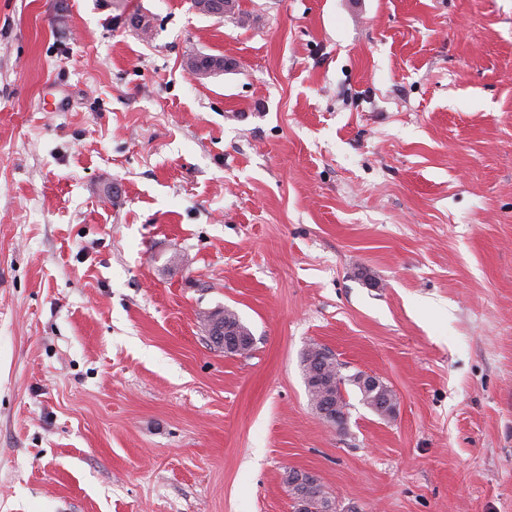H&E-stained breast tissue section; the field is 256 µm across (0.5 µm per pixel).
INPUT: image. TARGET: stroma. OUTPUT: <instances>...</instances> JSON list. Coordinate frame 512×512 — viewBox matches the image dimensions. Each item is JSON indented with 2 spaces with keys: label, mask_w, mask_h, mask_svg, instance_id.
<instances>
[{
  "label": "stroma",
  "mask_w": 512,
  "mask_h": 512,
  "mask_svg": "<svg viewBox=\"0 0 512 512\" xmlns=\"http://www.w3.org/2000/svg\"><path fill=\"white\" fill-rule=\"evenodd\" d=\"M238 4L0 0V512H512V0ZM214 316L219 320L218 323L223 324L221 327L230 332L238 333L244 338L245 342L239 347L233 349H224V344H216L213 339L212 343L220 349H224V354L228 356L243 355L251 351L253 347V337L248 327L241 321L240 317L232 310L224 308L222 310H216ZM318 352H324L326 354L327 361L323 365L320 381L317 384H312L310 382L312 367L311 358ZM328 354L329 353L325 350L313 346L309 347L301 357V364L306 387L308 384L310 385L312 398L317 403L326 396H329L336 406V413L329 414L326 411H322V414L327 415L330 420L334 421V424L336 422V414L342 418L348 405L345 397L342 394L343 388H345V385H351L357 389L361 397L360 401L363 405H365L374 414L383 419L390 418L389 416L384 415V413L380 412L378 409V405L385 402L387 398H393V392L390 386L375 376L372 379L371 385L362 388L359 383V378L360 376L365 375V373L356 372L352 375H343L341 372V364L338 363L336 358H334L332 355L329 356ZM293 473H297V471L293 470L288 473V476L286 478V483L288 484L289 492H290L291 498L294 502V505H293V508L295 509L294 512H302L300 510V508L298 507V504H302L303 501L307 500L310 496H312L313 494H316V493H321L322 498H324L326 501H330L333 505H335L334 512H338L336 500L332 496H330V494L325 490L324 485L320 482V480L318 478H316L315 476L310 475V474L308 475V478L310 480V486H309L307 493L305 494L307 496H302L301 495L302 491H300L298 486H293V482L291 480V474H293Z\"/></svg>",
  "instance_id": "1"
}]
</instances>
